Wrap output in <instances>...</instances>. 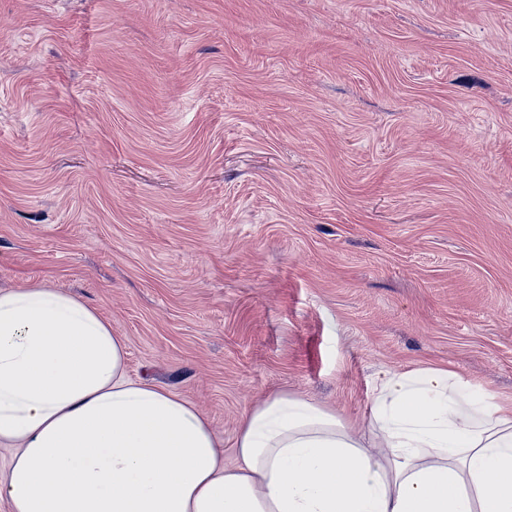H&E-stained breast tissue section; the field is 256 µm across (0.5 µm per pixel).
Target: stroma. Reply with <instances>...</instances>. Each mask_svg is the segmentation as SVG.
<instances>
[{
	"instance_id": "obj_1",
	"label": "stroma",
	"mask_w": 512,
	"mask_h": 512,
	"mask_svg": "<svg viewBox=\"0 0 512 512\" xmlns=\"http://www.w3.org/2000/svg\"><path fill=\"white\" fill-rule=\"evenodd\" d=\"M35 284L228 465L272 392L512 399V0H0V289Z\"/></svg>"
}]
</instances>
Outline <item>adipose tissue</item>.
Instances as JSON below:
<instances>
[{
  "label": "adipose tissue",
  "instance_id": "adipose-tissue-1",
  "mask_svg": "<svg viewBox=\"0 0 512 512\" xmlns=\"http://www.w3.org/2000/svg\"><path fill=\"white\" fill-rule=\"evenodd\" d=\"M366 427L271 393L234 455L182 397L126 372L96 309L0 290V474L11 512H512V401L455 372L379 378Z\"/></svg>",
  "mask_w": 512,
  "mask_h": 512
}]
</instances>
